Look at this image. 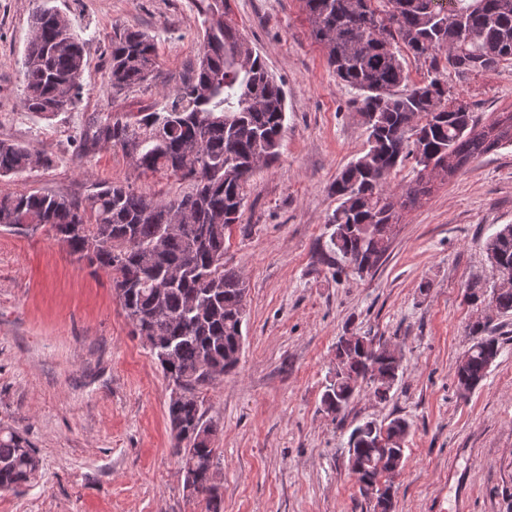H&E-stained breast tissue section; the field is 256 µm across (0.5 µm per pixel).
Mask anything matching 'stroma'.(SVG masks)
I'll return each instance as SVG.
<instances>
[{
  "mask_svg": "<svg viewBox=\"0 0 512 512\" xmlns=\"http://www.w3.org/2000/svg\"><path fill=\"white\" fill-rule=\"evenodd\" d=\"M86 41L77 104L50 116L22 106V61L38 0H0V139L49 154L52 167L0 177V196L37 190L84 199L98 182L165 198L185 185L138 169L120 148L76 146L94 117L162 108L195 68L200 0H52ZM225 20L284 84L279 160L245 187L243 215L224 258L247 287L237 369L201 386L217 420L224 512H372L348 468V439L367 420L406 419L394 512H512V312L471 305L467 285L496 276L486 241L512 224V146L434 182L400 212L379 264L357 274L324 256L338 202L331 185L364 149L357 90L340 83L314 41L301 0H227ZM156 40L147 85L114 93L113 26ZM448 94L491 121L512 110V64L460 75ZM489 318L500 342L484 380L460 396L456 366ZM397 348L402 369L387 401L363 384L338 415L321 397L339 336ZM172 386L136 336L112 278L76 262L51 233L0 228V424L23 432L42 460L39 481L0 492V512H205L184 489L172 448Z\"/></svg>",
  "mask_w": 512,
  "mask_h": 512,
  "instance_id": "obj_1",
  "label": "stroma"
}]
</instances>
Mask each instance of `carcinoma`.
<instances>
[{
  "mask_svg": "<svg viewBox=\"0 0 512 512\" xmlns=\"http://www.w3.org/2000/svg\"><path fill=\"white\" fill-rule=\"evenodd\" d=\"M41 0L32 15L23 58L24 108L38 115L60 111L74 87L77 102L86 41L60 37L69 20ZM199 63L160 111L96 118L88 140L120 148L137 168L164 170L190 190L164 199L144 196L117 182L96 184L84 201L40 191L0 197V227L45 229L69 254L112 276V288L134 333L149 347L173 389L168 419L181 480L205 500L206 512H223L216 480L218 426L204 419L196 393L234 370L243 345L246 286L224 263L225 230L240 222L244 187L261 167L279 159L286 121V93L244 35L224 22V0H206ZM312 37L326 51L336 78L361 92L359 114L366 148L336 176L339 205L330 252L358 274L374 269L390 247L398 210L431 190L424 174L432 159L456 170L495 149L512 146V112L483 125L470 103L448 98L438 78L445 55L458 74L512 62V0H302ZM429 61L432 77L412 83L400 48ZM157 44L147 32L117 27L110 45L109 81L116 93L140 87L152 75ZM412 160L416 177L405 194L388 191L393 172ZM48 155L0 140V177L21 176ZM162 224L171 228L160 233ZM497 276L512 272V224L488 239ZM488 307L512 311V280L492 286ZM488 323L470 327L480 340L460 359L456 386L466 396L486 377L500 353L486 337ZM400 361L393 349L367 336H341L336 368L321 403L338 413L361 383L384 401ZM410 424L367 421L349 436L348 463L373 512H392L389 481L402 465ZM41 459L18 431L0 426V491L18 492L39 476Z\"/></svg>",
  "mask_w": 512,
  "mask_h": 512,
  "instance_id": "1",
  "label": "carcinoma"
}]
</instances>
